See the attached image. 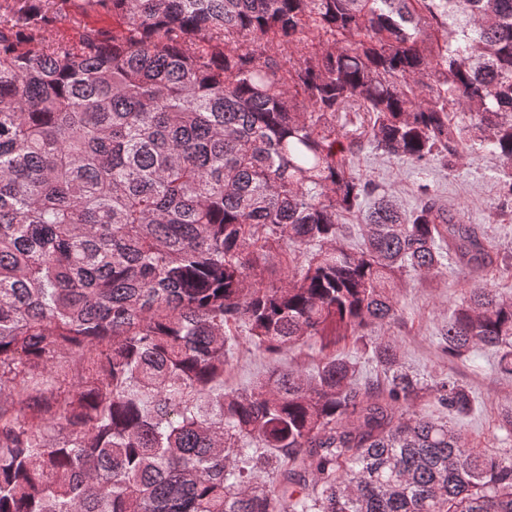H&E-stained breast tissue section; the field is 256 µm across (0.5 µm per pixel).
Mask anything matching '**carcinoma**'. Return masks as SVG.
Segmentation results:
<instances>
[{"mask_svg":"<svg viewBox=\"0 0 512 512\" xmlns=\"http://www.w3.org/2000/svg\"><path fill=\"white\" fill-rule=\"evenodd\" d=\"M51 2L0 0V512H512V454L416 410L470 390L368 335L397 274L485 245L347 161L511 168L512 0H85L121 25L78 46ZM440 340L512 378V299L469 289ZM243 341L316 369L226 392ZM369 199L364 201L360 207V210H356L344 217V224H346L344 243L352 248H358L363 243L361 237V227L363 224V213L367 209Z\"/></svg>","mask_w":512,"mask_h":512,"instance_id":"obj_1","label":"carcinoma"}]
</instances>
